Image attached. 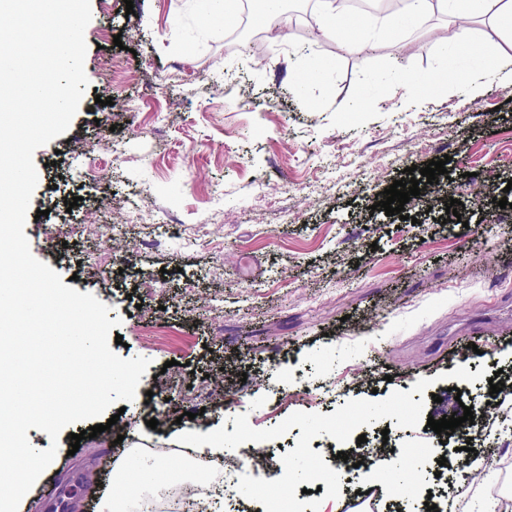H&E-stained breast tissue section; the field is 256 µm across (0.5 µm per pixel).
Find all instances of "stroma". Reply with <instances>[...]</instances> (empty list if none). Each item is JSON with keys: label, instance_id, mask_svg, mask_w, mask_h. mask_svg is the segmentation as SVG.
<instances>
[{"label": "stroma", "instance_id": "1", "mask_svg": "<svg viewBox=\"0 0 512 512\" xmlns=\"http://www.w3.org/2000/svg\"><path fill=\"white\" fill-rule=\"evenodd\" d=\"M84 69L88 86L66 134L34 153L38 183L24 233L35 258L119 319L124 359L150 365L118 421L69 455L60 435L50 475L18 512H98L113 489L125 512L150 490L115 481L113 465L135 454L161 462L166 488L223 478L204 467L181 431L203 427L236 461L250 444L274 451L265 467L239 463L242 495L209 512H246L256 488L320 498L309 455L324 469L337 452L392 454L343 472L354 491L376 490V512H512V395L490 432L441 438L428 418L481 402L494 364L512 366V192L508 208L472 209L480 191L512 180V73L490 71L512 31L478 23L479 50L442 44L441 20L372 29L386 8L356 12L364 50L345 49L318 14L297 18L285 39L264 37L247 0L231 18L206 0H90ZM481 85L466 97V82ZM446 159L447 196L460 221L442 223L433 193L379 208L384 188L410 166ZM101 169L91 182L86 167ZM138 190L142 218L126 199ZM82 208L67 212V194ZM179 235L156 244L155 220ZM62 224L83 226L64 237ZM114 228V250L96 232ZM96 257L97 268L86 260ZM489 315L481 363L449 359L456 325ZM333 381L375 406L365 443L346 434V411L317 385ZM286 384L278 408L269 388ZM415 399L416 411L400 413ZM157 427H148V420ZM462 447L439 466L425 456L411 495L392 483L399 449ZM56 495H42L48 479Z\"/></svg>", "mask_w": 512, "mask_h": 512}]
</instances>
